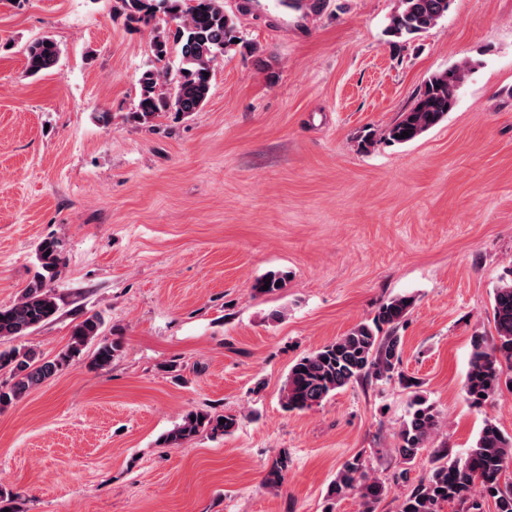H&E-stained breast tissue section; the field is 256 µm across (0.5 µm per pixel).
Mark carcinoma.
<instances>
[{"label": "carcinoma", "mask_w": 512, "mask_h": 512, "mask_svg": "<svg viewBox=\"0 0 512 512\" xmlns=\"http://www.w3.org/2000/svg\"><path fill=\"white\" fill-rule=\"evenodd\" d=\"M129 23L152 27V66L139 78L136 113L147 119L161 112H197L208 99L215 63L237 38L235 19L224 11V0H120ZM450 0H399L389 17L386 35L395 45L433 29L447 16ZM175 25L170 32L168 24ZM179 44L175 70L168 66L170 41ZM61 51L48 36L34 40L27 48V73L37 76L56 66ZM472 65L457 62L431 75L411 107L383 133V140L408 144L439 125L457 101L458 92ZM409 136L401 137L403 132ZM36 270L12 305L0 307V338L24 336L51 320L57 302L51 283L58 280L64 265L58 243L44 240L36 248ZM285 283V275L272 272L257 280L258 293L275 292ZM269 285L267 290L262 286ZM414 303L410 295L391 298L374 316L359 322L335 342L308 353L288 370L282 388V403L288 410L304 411L320 405L337 390L363 378L390 380L401 359L397 329ZM493 320L497 343L487 346L484 337L472 336V352L465 391L475 405L487 402L496 393L503 367L512 368V279L501 280L493 294ZM104 320L92 313L76 323L67 347L52 359L40 357L30 347L0 351V371L10 382L0 387V408L24 398L57 373L68 368L91 343L96 347L88 360L91 370L112 364L120 351L119 342L102 337ZM225 423H219V420ZM239 418L234 414L189 411L163 437V446L187 448L202 433L226 436L234 433ZM438 427L433 407L417 396L412 411L401 424L398 454L403 463L412 462ZM289 457L282 452L266 480L276 486L288 471ZM512 467V435L493 422L485 421L475 444L465 456L448 459V450L434 452L427 477L403 497L399 512H442L443 505L458 503L461 512H482V500L494 501L496 512H512V481L503 476ZM388 491V484L372 475L361 458L346 462L330 485L328 497L337 500L357 493L361 512H374L375 504Z\"/></svg>", "instance_id": "obj_1"}]
</instances>
